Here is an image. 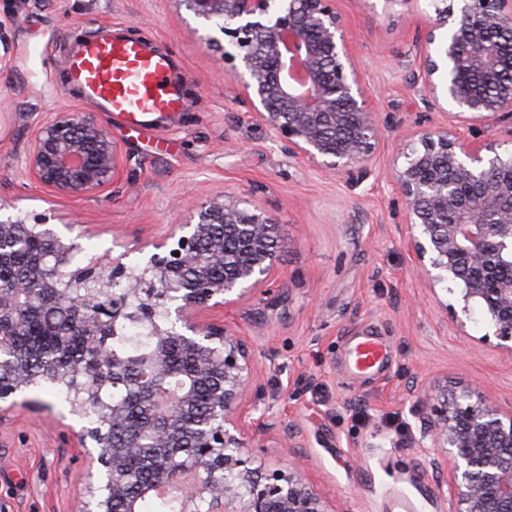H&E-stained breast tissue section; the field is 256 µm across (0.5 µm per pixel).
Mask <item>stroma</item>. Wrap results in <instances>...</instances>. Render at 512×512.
<instances>
[{
    "instance_id": "1",
    "label": "stroma",
    "mask_w": 512,
    "mask_h": 512,
    "mask_svg": "<svg viewBox=\"0 0 512 512\" xmlns=\"http://www.w3.org/2000/svg\"><path fill=\"white\" fill-rule=\"evenodd\" d=\"M366 87L377 96L383 140L369 176L350 185L325 169L289 159L265 126L247 115L221 50L182 0H0V32L13 49L0 66V216L51 227L80 220L79 261L131 248L144 266L173 225L222 191L280 226L282 251L272 295L244 299L224 314L253 344L258 390L251 416L268 429L257 460H302L331 512H448L434 498L429 449L419 447L428 410L422 385L477 382L512 411V355L496 347L481 309L458 328L450 307L459 290H433L413 271L393 165L424 110L421 62L428 0H337ZM148 39L173 55L187 77L184 108L139 126L85 102L64 77L77 34ZM80 110L107 126L125 159L123 178L97 196L64 200L31 183L21 156L49 113ZM371 335L385 355L361 373L349 349ZM0 421V512H79L83 424L48 384L20 392Z\"/></svg>"
}]
</instances>
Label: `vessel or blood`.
Instances as JSON below:
<instances>
[{
  "label": "vessel or blood",
  "instance_id": "obj_1",
  "mask_svg": "<svg viewBox=\"0 0 512 512\" xmlns=\"http://www.w3.org/2000/svg\"><path fill=\"white\" fill-rule=\"evenodd\" d=\"M174 68L170 55L153 50L142 39L85 35L69 60L67 80L103 111L133 119L181 109L183 88ZM353 354L356 367L367 370L382 362L384 348L366 336Z\"/></svg>",
  "mask_w": 512,
  "mask_h": 512
}]
</instances>
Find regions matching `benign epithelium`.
<instances>
[{"label": "benign epithelium", "instance_id": "benign-epithelium-1", "mask_svg": "<svg viewBox=\"0 0 512 512\" xmlns=\"http://www.w3.org/2000/svg\"><path fill=\"white\" fill-rule=\"evenodd\" d=\"M194 15L227 38L205 41L223 50L248 115L288 156L322 162L339 177L359 183L383 138L377 110L364 84L346 17L336 0H185ZM459 15L447 0H431L430 28L421 81L428 110H448L460 122L490 126L512 118V0H461ZM420 147L404 154L390 178L405 204L414 268L429 288L461 289V309H451L465 327L471 305L480 306L494 328L497 347L512 355V152L502 144L467 137L455 128L418 124ZM27 177L59 198L84 199L109 188L124 171L121 150L93 114L53 112L33 130L22 159ZM66 228L63 241L45 222L29 225L0 219V270L11 266L20 244H43L39 258L20 273L0 279V349L4 326L25 321L31 301L20 295L42 288L64 299V284L94 280L112 297L76 310L79 335L93 343L110 370L84 388L80 406L96 405L112 432L87 422L76 432L90 462L88 496L81 512H138L127 492L128 463L141 461L146 479L140 494L174 493L181 512H331L302 466L283 470L256 464L249 452V392L257 364L249 340L222 318L204 321L256 294L268 296L278 271L280 227L243 200L216 192L197 209V220L174 226L154 243L145 267L126 263L131 251L73 265L81 224ZM174 243H169V240ZM142 303L140 318L167 311L163 340L142 362L110 355L98 337L128 317L129 297ZM195 358V369L176 390L168 344ZM150 373L148 382L119 404L103 393L129 374ZM33 384L26 361L0 358V412ZM209 388L221 421L208 416L178 429L175 416L192 408L197 389ZM431 414L423 419L419 444L433 448L428 466L433 494L451 499L452 512H512V413L470 384L438 391L424 388Z\"/></svg>", "mask_w": 512, "mask_h": 512}]
</instances>
